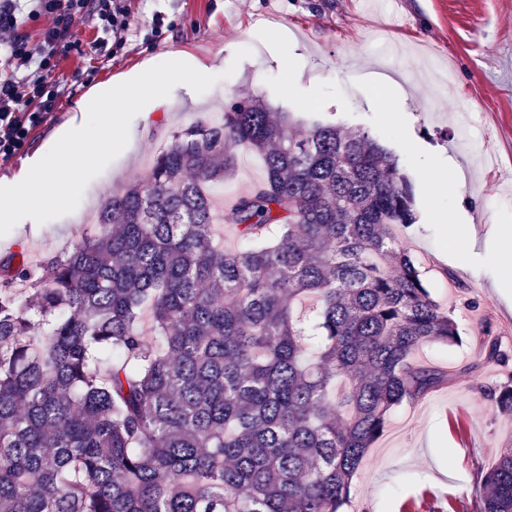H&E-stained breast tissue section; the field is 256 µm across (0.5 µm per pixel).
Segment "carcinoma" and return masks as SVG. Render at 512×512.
<instances>
[{
  "mask_svg": "<svg viewBox=\"0 0 512 512\" xmlns=\"http://www.w3.org/2000/svg\"><path fill=\"white\" fill-rule=\"evenodd\" d=\"M250 98L173 132L74 247L0 257V512H344L390 411L458 328L392 226L414 189L367 132ZM257 153L231 205L214 188ZM278 240L266 241L271 227ZM512 415V384L490 393ZM469 512H512V449ZM238 166L232 179L224 181V188L219 185L215 188L214 203L218 213L221 215L223 224H217L218 236L216 240L224 244V248H248L247 241H237L232 229L230 205L233 198L252 185L260 182L264 176V167L261 157L244 148L236 149Z\"/></svg>",
  "mask_w": 512,
  "mask_h": 512,
  "instance_id": "carcinoma-1",
  "label": "carcinoma"
}]
</instances>
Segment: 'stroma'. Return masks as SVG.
<instances>
[{"instance_id": "stroma-1", "label": "stroma", "mask_w": 512, "mask_h": 512, "mask_svg": "<svg viewBox=\"0 0 512 512\" xmlns=\"http://www.w3.org/2000/svg\"><path fill=\"white\" fill-rule=\"evenodd\" d=\"M124 45L98 41L92 14L76 19L79 46L59 56L69 90L28 146L0 161V182L28 170L78 100L142 62L178 53L213 65L221 79L198 94L179 85L161 107L145 106L127 147L87 185L72 213L20 224L0 254L25 246L32 260L72 247L99 199L143 180L173 131L201 112L254 96L276 111L366 131L399 158L414 185L415 224L396 226L432 298L452 310L460 340L420 349L419 364L450 378L425 398L391 410L387 428L353 481L346 512H463L477 467L512 445V418L496 414L487 390L512 381V362L485 357L487 342L512 355V299L498 289L505 268L489 261L512 229V0H130ZM163 19L154 36L153 15ZM251 49L234 62L235 52ZM233 76H226L228 66ZM232 179L217 188L218 242L237 247L230 205L264 176L260 156L241 148ZM462 178L460 192L443 182ZM470 225L475 244L461 261L445 254L440 224Z\"/></svg>"}]
</instances>
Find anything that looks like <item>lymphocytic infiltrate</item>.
Instances as JSON below:
<instances>
[{
    "label": "lymphocytic infiltrate",
    "instance_id": "1",
    "mask_svg": "<svg viewBox=\"0 0 512 512\" xmlns=\"http://www.w3.org/2000/svg\"><path fill=\"white\" fill-rule=\"evenodd\" d=\"M92 13L97 28L122 42L131 23L127 0H0V160L25 149L33 132L46 123L66 92L65 84L49 81L55 61L71 46L70 28L78 15ZM40 14L53 25L39 40L19 28Z\"/></svg>",
    "mask_w": 512,
    "mask_h": 512
}]
</instances>
